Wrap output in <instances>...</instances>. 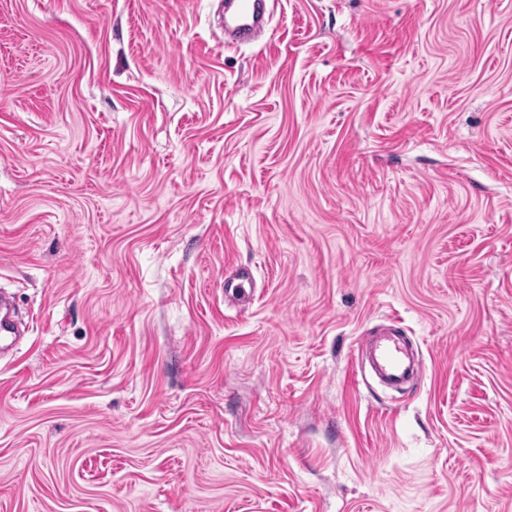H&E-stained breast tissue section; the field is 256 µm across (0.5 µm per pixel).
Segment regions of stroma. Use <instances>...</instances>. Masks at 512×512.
I'll list each match as a JSON object with an SVG mask.
<instances>
[{"label": "stroma", "mask_w": 512, "mask_h": 512, "mask_svg": "<svg viewBox=\"0 0 512 512\" xmlns=\"http://www.w3.org/2000/svg\"><path fill=\"white\" fill-rule=\"evenodd\" d=\"M222 2L0 0V512H512V0ZM235 9L225 17L224 26L232 37L259 39L263 35L259 0H237ZM366 355L375 373L391 387L403 385L415 366L419 367L410 358L401 338L394 335L373 338Z\"/></svg>", "instance_id": "35a3bbf8"}]
</instances>
